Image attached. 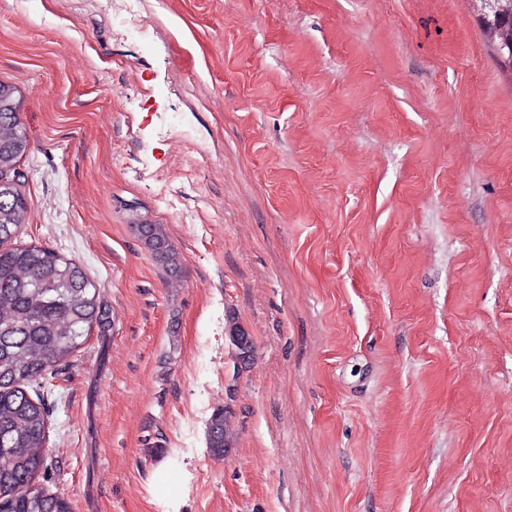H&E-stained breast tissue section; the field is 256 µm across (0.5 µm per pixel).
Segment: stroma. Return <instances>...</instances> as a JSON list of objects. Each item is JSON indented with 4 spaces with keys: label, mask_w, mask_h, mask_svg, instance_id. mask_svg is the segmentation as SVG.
<instances>
[{
    "label": "stroma",
    "mask_w": 512,
    "mask_h": 512,
    "mask_svg": "<svg viewBox=\"0 0 512 512\" xmlns=\"http://www.w3.org/2000/svg\"><path fill=\"white\" fill-rule=\"evenodd\" d=\"M142 15L150 47L99 0H0L20 240L112 314L48 397L50 490L73 512H512V74L465 0ZM134 231L144 247L169 275L175 276L179 273L181 267L178 253L161 225L137 224L134 225ZM234 435L227 425L226 411L212 414L207 424V448L216 457H224V448H232Z\"/></svg>",
    "instance_id": "1"
}]
</instances>
